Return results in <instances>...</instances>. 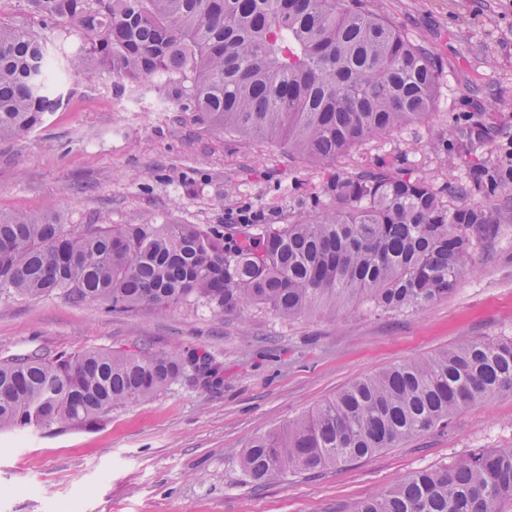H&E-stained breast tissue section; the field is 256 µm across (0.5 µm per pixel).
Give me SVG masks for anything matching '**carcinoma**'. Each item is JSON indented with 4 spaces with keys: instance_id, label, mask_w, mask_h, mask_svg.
<instances>
[{
    "instance_id": "cac0c4a2",
    "label": "carcinoma",
    "mask_w": 512,
    "mask_h": 512,
    "mask_svg": "<svg viewBox=\"0 0 512 512\" xmlns=\"http://www.w3.org/2000/svg\"><path fill=\"white\" fill-rule=\"evenodd\" d=\"M41 31L0 21V139L59 109L43 31L77 40L67 71L104 65L131 85L177 87L202 125L284 144L329 173L326 200L302 202L286 224H84L0 216V295L56 293L110 312L173 306L217 316L250 310L291 321L314 311L416 312L451 295L475 243L495 234L474 193L512 191L482 172L468 185L378 164L336 169L363 143L422 122L440 88L437 59L365 0H28ZM195 368V351L91 348L0 360V429L82 427L153 399ZM512 391V336L468 339L351 381L282 428L250 439L240 459L256 488L352 463ZM512 500V448H479L416 470L355 512H498Z\"/></svg>"
}]
</instances>
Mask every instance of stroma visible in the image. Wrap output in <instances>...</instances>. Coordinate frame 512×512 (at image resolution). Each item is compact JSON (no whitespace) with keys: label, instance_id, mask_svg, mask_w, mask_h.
I'll return each mask as SVG.
<instances>
[{"label":"stroma","instance_id":"35a3bbf8","mask_svg":"<svg viewBox=\"0 0 512 512\" xmlns=\"http://www.w3.org/2000/svg\"><path fill=\"white\" fill-rule=\"evenodd\" d=\"M437 58L442 77L418 125L370 140L339 160L353 171L395 163L436 183L498 170L512 142V0H367ZM57 111L0 140V213L72 224H232L248 209L274 223L321 195L326 174L264 140L198 123L177 90L140 87L107 70L58 72ZM471 126L467 156L448 145ZM495 236L475 244L448 299L413 313L215 316L183 306L106 311L57 295L0 298V356L39 349L180 348L210 354L220 388L186 379L112 410L90 426L0 432V512H354L410 472L478 448L512 447V392L459 412L446 430L357 462L256 489L239 461L249 439L315 408L355 378L468 338L512 336V197L475 194Z\"/></svg>","mask_w":512,"mask_h":512}]
</instances>
